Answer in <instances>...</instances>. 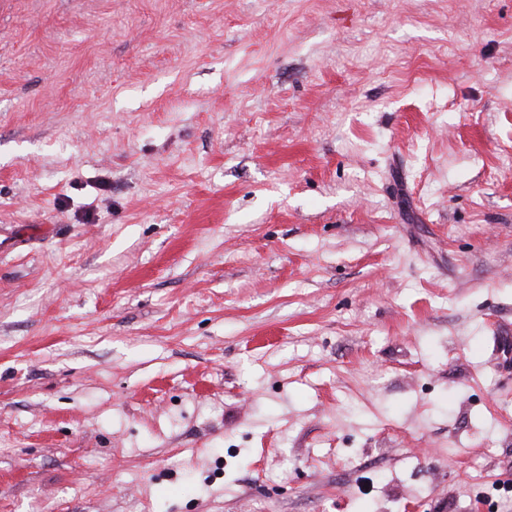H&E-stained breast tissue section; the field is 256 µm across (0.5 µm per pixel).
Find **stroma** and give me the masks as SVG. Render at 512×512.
Instances as JSON below:
<instances>
[{
    "label": "stroma",
    "instance_id": "35a3bbf8",
    "mask_svg": "<svg viewBox=\"0 0 512 512\" xmlns=\"http://www.w3.org/2000/svg\"><path fill=\"white\" fill-rule=\"evenodd\" d=\"M512 0H0V512H512Z\"/></svg>",
    "mask_w": 512,
    "mask_h": 512
}]
</instances>
